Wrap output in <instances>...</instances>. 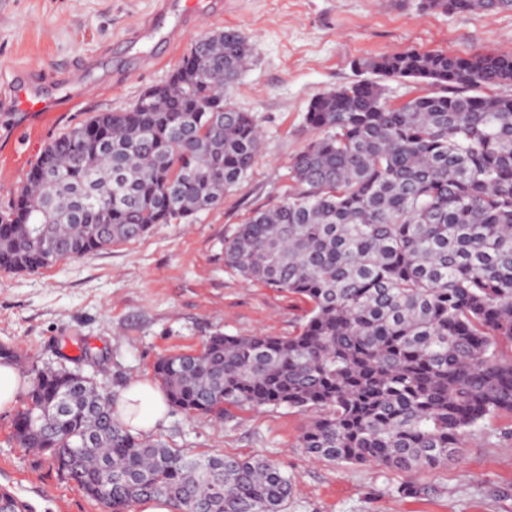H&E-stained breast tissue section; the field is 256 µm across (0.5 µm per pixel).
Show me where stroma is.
Returning <instances> with one entry per match:
<instances>
[{
    "label": "stroma",
    "mask_w": 512,
    "mask_h": 512,
    "mask_svg": "<svg viewBox=\"0 0 512 512\" xmlns=\"http://www.w3.org/2000/svg\"><path fill=\"white\" fill-rule=\"evenodd\" d=\"M157 0H0V206L25 183L39 152L95 113L128 108L165 82L204 33L237 29L254 55L229 93L263 131L259 156L218 207L191 224H156L142 238L37 272L0 271V344L26 365L80 357L110 394L152 379L159 356L198 352L208 336L296 331L306 306L248 283L224 265V241L288 191L290 161L307 145L311 101L357 80L353 60L415 48L455 56L512 53V13L448 15L420 0H229L183 26L171 46L127 47ZM65 80L69 104L18 108L31 69ZM0 412V496L22 512H103L43 456L12 438ZM304 415L285 407L233 410L216 422L168 411L154 436L211 456H260L292 479L288 512H512V417L486 420L447 468L403 474L317 462L299 446Z\"/></svg>",
    "instance_id": "35a3bbf8"
}]
</instances>
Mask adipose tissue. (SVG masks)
I'll return each instance as SVG.
<instances>
[{
	"mask_svg": "<svg viewBox=\"0 0 512 512\" xmlns=\"http://www.w3.org/2000/svg\"><path fill=\"white\" fill-rule=\"evenodd\" d=\"M116 410L122 422L133 430L152 431L168 411L164 393L151 381L131 383L117 398Z\"/></svg>",
	"mask_w": 512,
	"mask_h": 512,
	"instance_id": "1",
	"label": "adipose tissue"
}]
</instances>
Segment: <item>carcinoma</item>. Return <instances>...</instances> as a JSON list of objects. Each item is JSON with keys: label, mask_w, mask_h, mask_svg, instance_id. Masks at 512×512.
Returning a JSON list of instances; mask_svg holds the SVG:
<instances>
[{"label": "carcinoma", "mask_w": 512, "mask_h": 512, "mask_svg": "<svg viewBox=\"0 0 512 512\" xmlns=\"http://www.w3.org/2000/svg\"><path fill=\"white\" fill-rule=\"evenodd\" d=\"M447 14L512 0H421ZM234 28L204 35L168 80L48 143L0 208V271L190 224L260 152L228 93L251 58ZM367 77L315 98L294 185L224 242V265L307 305L289 336L216 333L153 366L171 408L309 416L300 447L333 465L437 470L485 420L512 415V54L406 50L352 62ZM224 74L219 79L218 74ZM391 79L440 88L400 105ZM78 370L34 366L13 419L22 448L105 512L164 500L179 512H288L291 478L266 458L195 456L132 432Z\"/></svg>", "instance_id": "1"}]
</instances>
